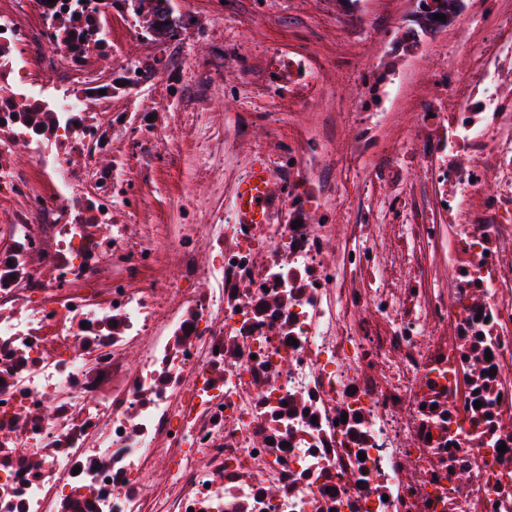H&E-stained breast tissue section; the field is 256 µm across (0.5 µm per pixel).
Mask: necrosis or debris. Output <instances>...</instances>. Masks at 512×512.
I'll use <instances>...</instances> for the list:
<instances>
[{"label":"necrosis or debris","mask_w":512,"mask_h":512,"mask_svg":"<svg viewBox=\"0 0 512 512\" xmlns=\"http://www.w3.org/2000/svg\"><path fill=\"white\" fill-rule=\"evenodd\" d=\"M310 2L333 49L252 80L282 112L189 140L223 11L0 0V512H512V0H409L362 60ZM339 70L345 141L306 122ZM200 165L195 156L158 161L147 174L140 184V195L145 215L152 224H175L168 220V198L185 184L196 181ZM263 179L264 170L262 167L257 166L253 172L252 179L241 184L238 188L239 201L242 207L246 208L245 212L252 222L255 221L256 216L257 220L259 219L258 212L261 209V201L257 202V199L261 197H259L254 187L262 182Z\"/></svg>","instance_id":"obj_1"}]
</instances>
